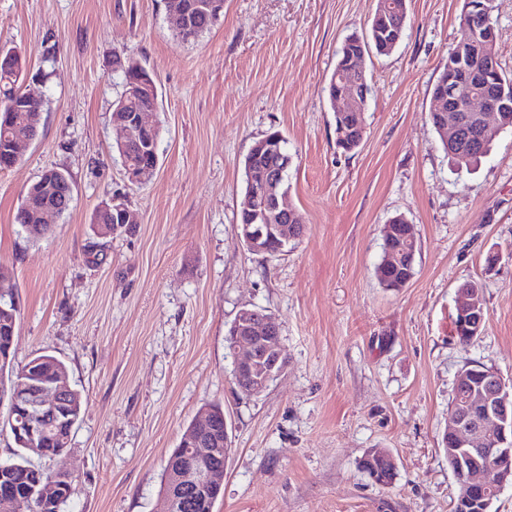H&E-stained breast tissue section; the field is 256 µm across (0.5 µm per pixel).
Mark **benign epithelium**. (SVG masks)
Instances as JSON below:
<instances>
[{"instance_id":"1","label":"benign epithelium","mask_w":512,"mask_h":512,"mask_svg":"<svg viewBox=\"0 0 512 512\" xmlns=\"http://www.w3.org/2000/svg\"><path fill=\"white\" fill-rule=\"evenodd\" d=\"M473 11L466 14L465 25L480 18L484 28L494 31L493 0H484L472 5ZM22 64V53L0 51V71L16 73ZM357 99L348 95L347 88L337 94L336 115L340 117L336 129L337 141L345 142L354 135L363 136L365 123L359 112L343 119L348 105ZM505 106L500 89L487 82L480 68L473 66L448 88L433 99L431 112L438 122L437 128L448 147L457 149L477 135H483L491 128L489 117L499 118ZM112 125L119 131L118 143L122 150L138 147L146 156L156 153V141L141 138L145 130L156 131L157 124L146 120V112H127L118 108L112 118ZM279 174H274L261 184H252L245 197L243 210L260 217L258 224H245L241 234L246 250L252 254H274L283 250L284 244L295 240L299 232L293 224L294 211L288 206V194L278 193ZM47 196L51 202L41 206V221L56 215L69 207L70 193L58 196L50 187ZM100 212L125 224L136 223L132 211L122 205V200L111 198L102 203ZM456 307L459 327L476 336L481 331L485 311L480 309L476 297L464 288L457 289ZM230 349L235 354L233 376L239 393L247 397L262 394L270 382L282 370L280 327L275 318L259 308L244 307L232 324L229 338ZM474 372L461 370L455 378V386L464 390L459 408L451 412L448 423V468L458 473L459 492L455 503L465 510L491 512L492 504L502 487L512 482V473L504 470L498 461L512 456V379L505 380L493 372L480 386L472 384ZM70 391L66 379L52 384L37 385L31 389L33 399L42 411L53 416L63 412L65 398ZM13 427L24 433L28 439L26 451L43 457L49 450L43 447L44 431L41 415L29 414L22 423ZM218 421L211 411L196 421L197 433L185 438L186 463L177 465L173 471L176 491L167 495L168 512H176L180 506V494L192 496L219 492L224 485L226 465L211 462L216 449L205 437L214 433ZM70 480L63 472L41 477L33 488L37 500L45 509L58 501L60 480Z\"/></svg>"}]
</instances>
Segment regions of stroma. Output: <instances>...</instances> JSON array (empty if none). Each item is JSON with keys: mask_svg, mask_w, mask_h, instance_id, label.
Here are the masks:
<instances>
[{"mask_svg": "<svg viewBox=\"0 0 512 512\" xmlns=\"http://www.w3.org/2000/svg\"><path fill=\"white\" fill-rule=\"evenodd\" d=\"M464 0H411L387 56L366 55L371 95L359 149L336 146L327 83L344 38L376 0H224L198 40L172 31L164 0H0V46L27 56L40 132L0 171V267L18 292L14 369L62 361L84 406L71 446L47 461L72 476L61 512H165L168 454L221 403L232 452L214 512H453L443 437L458 371L512 377V134L455 170L429 121L432 88L462 37ZM155 76V178L127 183L113 146L118 59ZM280 131L288 201L304 220L277 257L242 241L243 160ZM66 170L73 200L49 238L16 221L27 188ZM118 195L139 216L100 234ZM413 224L415 274L384 288L383 227ZM479 282L481 335L453 334L457 288ZM281 327L285 367L260 396L237 393L227 330L240 309ZM395 460L388 484L361 467Z\"/></svg>", "mask_w": 512, "mask_h": 512, "instance_id": "35a3bbf8", "label": "stroma"}]
</instances>
